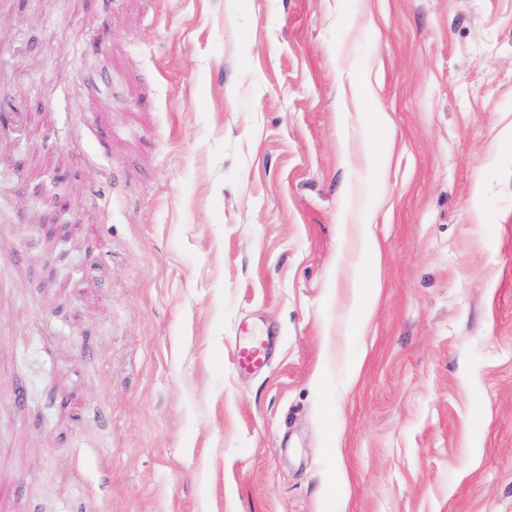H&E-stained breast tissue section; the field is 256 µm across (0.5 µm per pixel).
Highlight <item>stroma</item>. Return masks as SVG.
Listing matches in <instances>:
<instances>
[{
    "label": "stroma",
    "mask_w": 512,
    "mask_h": 512,
    "mask_svg": "<svg viewBox=\"0 0 512 512\" xmlns=\"http://www.w3.org/2000/svg\"><path fill=\"white\" fill-rule=\"evenodd\" d=\"M0 38V512H512V0H13ZM358 259L360 261H376L380 256V249L371 224H359ZM46 241H52L55 243V250L50 253L51 256L54 257V271L50 278L45 281L44 285L54 284L58 282L63 283H71V274L68 272L67 264H66V252L61 250L60 244L62 239H59L56 236V232L54 229L49 228L46 230ZM270 347L268 336H255L246 325H240L235 336L236 369L251 373L263 368L267 364Z\"/></svg>",
    "instance_id": "stroma-1"
}]
</instances>
